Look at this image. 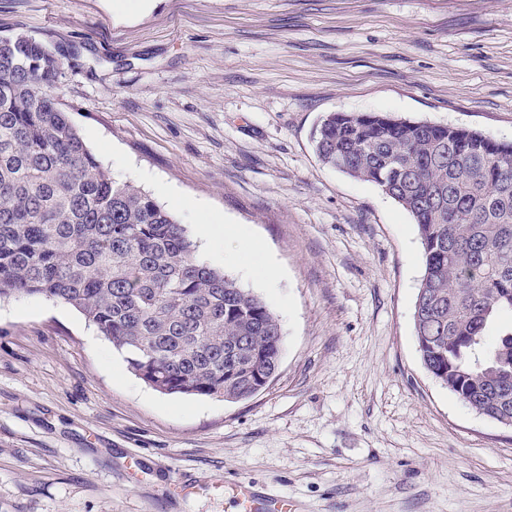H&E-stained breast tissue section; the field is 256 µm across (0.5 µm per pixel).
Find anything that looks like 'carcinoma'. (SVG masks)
Masks as SVG:
<instances>
[{"instance_id":"1","label":"carcinoma","mask_w":512,"mask_h":512,"mask_svg":"<svg viewBox=\"0 0 512 512\" xmlns=\"http://www.w3.org/2000/svg\"><path fill=\"white\" fill-rule=\"evenodd\" d=\"M61 68L46 43L0 37V298L72 306L160 393L252 398L279 369V319L97 160L53 92ZM312 141L326 166L375 184L417 224L427 371L481 416L511 413L512 333L487 331L512 313V144L378 112H329ZM501 384L505 402L489 392Z\"/></svg>"}]
</instances>
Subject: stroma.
Segmentation results:
<instances>
[{
  "label": "stroma",
  "instance_id": "obj_1",
  "mask_svg": "<svg viewBox=\"0 0 512 512\" xmlns=\"http://www.w3.org/2000/svg\"><path fill=\"white\" fill-rule=\"evenodd\" d=\"M63 56L91 152L201 235L262 298L281 363L251 399L156 392L69 305L0 299V512H226L245 479L296 512H512V429L421 360L412 216L328 168L329 112L512 142V0H0V36ZM277 277L267 284L265 268Z\"/></svg>",
  "mask_w": 512,
  "mask_h": 512
}]
</instances>
